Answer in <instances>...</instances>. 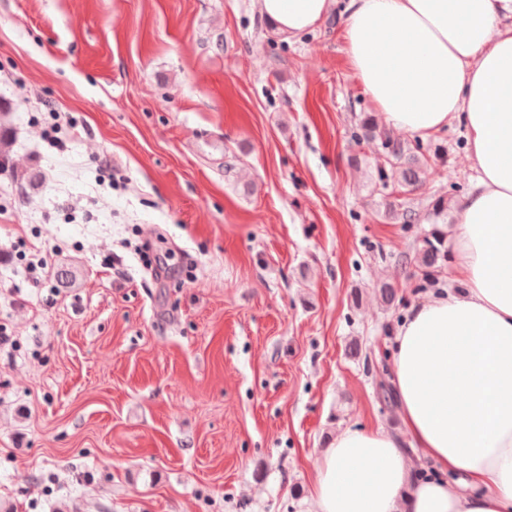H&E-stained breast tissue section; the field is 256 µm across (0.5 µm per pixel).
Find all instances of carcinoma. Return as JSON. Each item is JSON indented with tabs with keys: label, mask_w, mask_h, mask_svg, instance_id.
<instances>
[{
	"label": "carcinoma",
	"mask_w": 512,
	"mask_h": 512,
	"mask_svg": "<svg viewBox=\"0 0 512 512\" xmlns=\"http://www.w3.org/2000/svg\"><path fill=\"white\" fill-rule=\"evenodd\" d=\"M364 136L379 138L381 161L376 163L378 185L385 189L394 181L407 192L417 190L421 184L420 172L422 161L420 146L393 138L386 132L377 131L374 119L366 117L361 122ZM445 243L442 231L435 229L430 233L422 246L415 251L413 261L425 272L438 267L439 261L445 257Z\"/></svg>",
	"instance_id": "cac0c4a2"
}]
</instances>
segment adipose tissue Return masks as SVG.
<instances>
[{
  "mask_svg": "<svg viewBox=\"0 0 512 512\" xmlns=\"http://www.w3.org/2000/svg\"><path fill=\"white\" fill-rule=\"evenodd\" d=\"M284 38L334 0H259ZM355 77L393 127L453 122L476 173L456 205L457 291L415 305L394 337L404 438L338 432L317 468L316 512H512V0H346ZM433 472L419 476L403 445Z\"/></svg>",
  "mask_w": 512,
  "mask_h": 512,
  "instance_id": "adipose-tissue-1",
  "label": "adipose tissue"
}]
</instances>
